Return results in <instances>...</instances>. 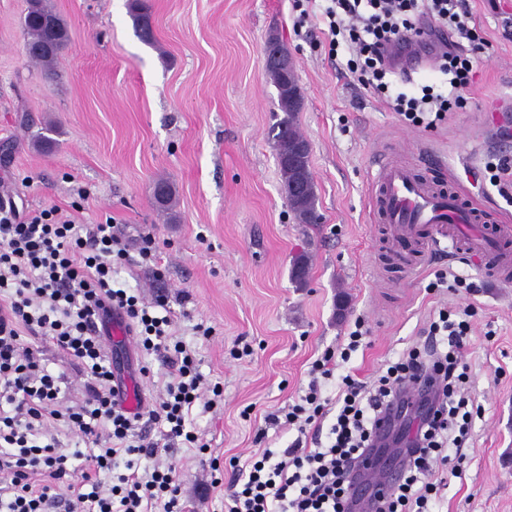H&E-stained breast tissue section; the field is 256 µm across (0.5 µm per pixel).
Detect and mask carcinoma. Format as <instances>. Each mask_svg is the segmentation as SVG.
Returning a JSON list of instances; mask_svg holds the SVG:
<instances>
[{
	"instance_id": "1",
	"label": "carcinoma",
	"mask_w": 512,
	"mask_h": 512,
	"mask_svg": "<svg viewBox=\"0 0 512 512\" xmlns=\"http://www.w3.org/2000/svg\"><path fill=\"white\" fill-rule=\"evenodd\" d=\"M24 29L27 35L25 50L27 56L44 71L52 75L55 65L69 42L68 29L59 15L49 5L48 0H27ZM130 13L141 33L150 30V14L143 0H135ZM278 91V107L283 116L272 128V140L276 149L281 177L284 182L288 205L300 224H314L319 215L315 208L314 179L310 168V150L299 156L292 155V146L306 145L297 124L302 94L293 66L288 71L280 68L267 69ZM155 202L162 208L172 206L170 185L159 181L154 186Z\"/></svg>"
}]
</instances>
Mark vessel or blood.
Listing matches in <instances>:
<instances>
[{"mask_svg": "<svg viewBox=\"0 0 512 512\" xmlns=\"http://www.w3.org/2000/svg\"><path fill=\"white\" fill-rule=\"evenodd\" d=\"M371 208L374 215L393 230L395 239L413 244L419 255L433 245L449 241L455 251L483 267L512 273V226L502 225L498 243L486 244L479 235L462 237L457 229L472 224L477 214L461 207L456 195L435 188L412 169L380 163L373 179Z\"/></svg>", "mask_w": 512, "mask_h": 512, "instance_id": "b4317fda", "label": "vessel or blood"}]
</instances>
